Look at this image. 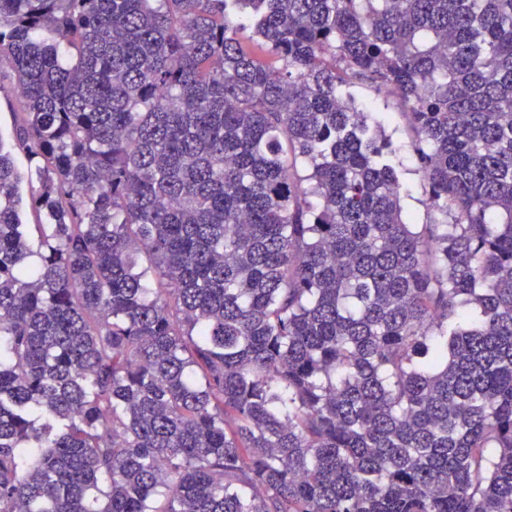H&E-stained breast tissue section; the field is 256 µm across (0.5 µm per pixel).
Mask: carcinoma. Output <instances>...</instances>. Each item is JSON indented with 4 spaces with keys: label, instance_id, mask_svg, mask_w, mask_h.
Returning a JSON list of instances; mask_svg holds the SVG:
<instances>
[{
    "label": "carcinoma",
    "instance_id": "cac0c4a2",
    "mask_svg": "<svg viewBox=\"0 0 512 512\" xmlns=\"http://www.w3.org/2000/svg\"><path fill=\"white\" fill-rule=\"evenodd\" d=\"M0 95V512H512V0H0ZM352 93L367 107L382 111L386 115V132L392 137L393 146L396 149L395 159L403 169L404 210L412 216L414 224H434L433 216L422 204L425 198V186L424 180L417 172L418 162L412 146L413 134L407 126L397 101L393 98H385L382 94L378 96L363 86L352 88Z\"/></svg>",
    "mask_w": 512,
    "mask_h": 512
}]
</instances>
